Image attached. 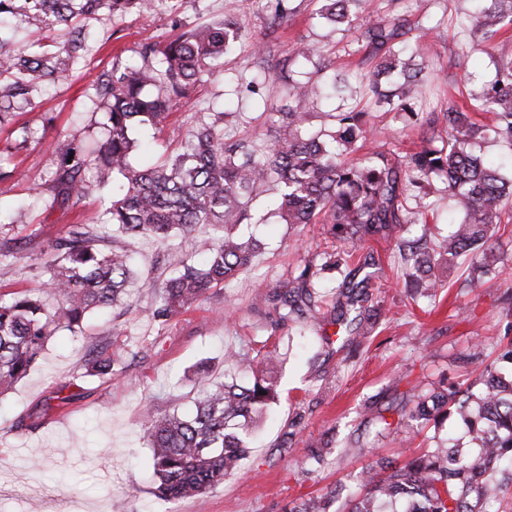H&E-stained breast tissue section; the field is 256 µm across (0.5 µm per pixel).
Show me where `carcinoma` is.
I'll return each mask as SVG.
<instances>
[{"mask_svg": "<svg viewBox=\"0 0 512 512\" xmlns=\"http://www.w3.org/2000/svg\"><path fill=\"white\" fill-rule=\"evenodd\" d=\"M470 43L494 42L512 25V0H472ZM153 0H0V125L22 106L33 105L37 86L70 77L74 59L90 37L87 21L110 22L135 10H152ZM334 30L357 28L358 38L378 64L367 87L374 107L410 111L421 94L422 80L410 64L390 74L387 56L412 31L409 16L385 14L368 0H326L321 10ZM16 17L54 34L56 51L41 44L17 45L3 26ZM242 39L235 19L188 27L164 41H146L139 61L102 72L94 96L107 114L104 137L92 148L74 140L59 143L50 172L53 195H32L33 203L52 208L74 206L96 189L111 196L102 223L129 239L165 241L188 236L200 225L217 237L201 242L207 266L197 268L178 248L165 254L172 276L154 291L147 318L166 321L209 289L249 267L260 240L241 229L252 224L250 203L266 185L277 189L275 214L283 224H327L347 248L383 237L405 224H426V184L433 177L448 182V194L461 216L436 247L422 239L406 242L404 275L420 296L432 298L442 287L434 273L437 258L453 262L468 256H494V226L512 201V180L485 164L469 144L492 133L512 145V61L498 67L494 81L472 95L473 107L495 114L492 128L479 127L453 100L438 116L419 119L429 134L419 150L399 155L373 150L359 159L349 155L367 141L388 138V130L366 124L364 113L335 115L338 130L329 139L309 132V105L336 96V83L288 84V99L272 109L273 135L265 150L224 142V113L194 131L182 151L161 164L140 168L132 163L136 127L150 123L163 129L172 103L185 96L203 73L210 72ZM96 170L95 183L84 181L85 167ZM42 295L0 293V392L12 388L36 363L47 339L60 328H82L92 310L121 301L133 271L121 247L106 249L86 224H71L52 245ZM378 309H364L357 335H371ZM116 354L102 345L88 358L87 372L112 377ZM237 369L252 376L248 386L231 379L211 380L204 365L196 369L197 399L186 415L174 409L150 412L144 420L152 451L156 491L167 500L201 497L237 472L248 453V429L239 420H255L277 400L270 371L274 357L248 351L227 353ZM450 414L463 425L469 446L440 444L412 453L401 462L380 459L368 464L358 486L347 491L342 512H508L504 493L512 483V372L488 365L466 388L428 390L408 400L398 419L368 418L377 433L403 443L401 429L419 431ZM334 495L301 501L290 512H333Z\"/></svg>", "mask_w": 512, "mask_h": 512, "instance_id": "cac0c4a2", "label": "carcinoma"}]
</instances>
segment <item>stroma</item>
<instances>
[{
	"label": "stroma",
	"mask_w": 512,
	"mask_h": 512,
	"mask_svg": "<svg viewBox=\"0 0 512 512\" xmlns=\"http://www.w3.org/2000/svg\"><path fill=\"white\" fill-rule=\"evenodd\" d=\"M292 5L276 41L259 55L251 46L266 40L276 0H182L176 11L169 0H159L149 15L97 25L95 42L75 61L69 80L41 87L35 108L0 128V168L16 166L24 174L0 180V209L13 218L6 231L31 241L0 262V292L36 290L51 243L69 225L89 224L97 235L111 237V228L99 221L105 196L93 192L75 206L48 209L31 206L30 190L47 191L58 142L101 137L106 115L93 96L100 72L134 60L143 41L175 34L177 20L204 23L231 13L246 41L174 102L164 130L137 132L135 165L163 162L215 112L226 115L227 142L262 146L270 109L292 79L323 83L334 75L348 82L344 98L314 106L311 131L331 129L334 113L368 111L371 66L363 42L324 27L321 0ZM393 8L407 13L414 36L434 47L416 111H440L458 90L476 93L493 79L497 64L512 60V26L500 32L492 50L468 48V33L456 25L470 9L468 0H395ZM300 43L314 45L329 69L292 65L288 53ZM461 46L466 52L460 66L449 67V52ZM369 113L372 125L390 130L388 149L403 154L422 146V129L403 127L393 112ZM25 127L37 137L24 144ZM274 198L270 189L255 204L265 219L257 228L264 246L251 266L163 323L148 321L146 310L153 287L167 275L164 248L149 238L124 241L136 277L124 302L88 315L81 332H55L29 374L0 393V512H289L337 483L356 486L368 460L347 455L351 444L395 457L398 445L375 438L364 420L365 406L383 410L431 387L462 383L512 341V222L500 224L494 235L505 269L499 286L468 282V270L453 268L435 298L415 301L396 270L400 241L419 235L420 227L368 240L355 262L329 270L325 264L336 241L327 225L280 223L272 215ZM307 264L315 272L307 284L311 299L283 319V294ZM347 279L360 284L369 304L383 313L375 333L355 351L332 317V299ZM480 340L481 352L475 348ZM104 342L122 355L109 379L85 369L89 353ZM228 348L279 353L278 399L257 422L237 474L198 499L160 498L143 413H191L196 366L208 362L212 380L223 381L233 371L224 360ZM319 440L333 447L321 464L308 451Z\"/></svg>",
	"instance_id": "obj_1"
}]
</instances>
